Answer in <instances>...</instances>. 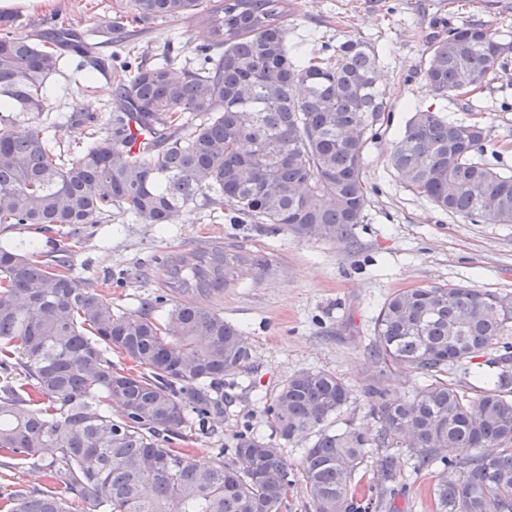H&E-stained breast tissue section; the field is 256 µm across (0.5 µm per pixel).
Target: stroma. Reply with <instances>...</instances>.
Instances as JSON below:
<instances>
[{"instance_id": "stroma-1", "label": "stroma", "mask_w": 512, "mask_h": 512, "mask_svg": "<svg viewBox=\"0 0 512 512\" xmlns=\"http://www.w3.org/2000/svg\"><path fill=\"white\" fill-rule=\"evenodd\" d=\"M121 0H56L50 7L12 9L14 28L64 22L97 46L95 63L86 73L95 80L71 83L68 96L52 95L60 113L77 107L105 123L104 104L112 87L99 76L111 63L127 21ZM288 21V43L310 55L322 47L336 49L352 39L372 44L380 60L379 83L392 110L389 127L370 141L363 179L368 203L363 224L352 237L298 239L255 224L238 223L233 215L214 220L189 206L173 224L158 231L146 224L52 225L35 231L18 224L1 225L0 241L36 240L41 252L67 250L72 273L85 287L106 291L116 312L137 307L157 289L149 271L170 252L190 254L216 243L268 258L269 265L223 294L209 297L226 321L239 327L250 344L252 359L231 393L218 433L186 441L195 460L209 462L215 448L244 426L268 432L261 396L272 393L302 369L336 374L353 388L336 430L353 426L375 435L377 425L363 396L365 381L376 368L369 353L373 319L391 294L418 286L460 284L512 293V224L471 222L435 207L407 188L393 170L389 155L415 107H432L454 121L477 123L487 133L482 162L512 174V63L496 70L470 98L436 96L419 70L433 41L448 28L482 22L512 33V0H295ZM208 38L205 26L184 21H155L140 35L151 49L170 46L186 58ZM52 489L41 469L13 465L0 458V496L18 489Z\"/></svg>"}]
</instances>
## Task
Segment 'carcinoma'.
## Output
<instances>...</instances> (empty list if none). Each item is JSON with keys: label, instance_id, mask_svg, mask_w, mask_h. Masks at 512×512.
<instances>
[{"label": "carcinoma", "instance_id": "1", "mask_svg": "<svg viewBox=\"0 0 512 512\" xmlns=\"http://www.w3.org/2000/svg\"><path fill=\"white\" fill-rule=\"evenodd\" d=\"M288 0H124L143 25L199 21L209 29L196 68L163 49L151 61L133 46L107 73L106 125L90 120L83 146L61 149L50 83L94 45L70 28L18 34L0 15V224H101L112 214L161 229L191 204L227 210L298 239L347 237L363 223L368 140L389 111L377 55L357 40L307 57L288 47ZM512 56L508 35L482 23L448 29L420 72L429 91L463 97L482 89ZM150 147L133 154L129 124ZM485 128L419 110L390 159L415 194L464 219L512 224V174L480 161ZM252 253L215 246L161 262L160 289L129 312L86 288L67 255L51 261L34 243L0 245V456L29 461L94 512H282L293 485L283 451L316 436L297 464L313 512H377L406 478L441 468L435 512H512V293L466 286L410 288L374 318L373 362L421 383L392 394L379 377L363 387L379 431L369 438L333 419L353 389L323 370H300L263 409L272 434L245 428L207 465L169 447L188 427L224 420L225 384L250 364L243 332L202 298L265 269ZM118 354L136 364L119 368ZM484 358L490 385L472 398L442 377ZM119 416L112 417V408ZM378 455L376 495L357 478ZM449 448L475 454L450 459ZM4 512H70L52 491H15Z\"/></svg>", "mask_w": 512, "mask_h": 512}]
</instances>
